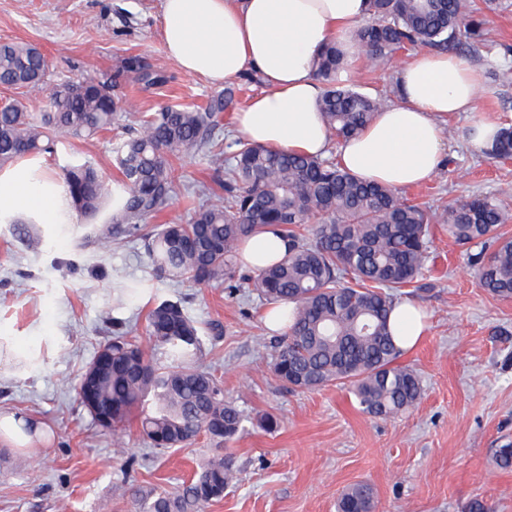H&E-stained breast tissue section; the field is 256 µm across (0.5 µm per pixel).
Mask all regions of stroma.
<instances>
[{
    "instance_id": "35a3bbf8",
    "label": "stroma",
    "mask_w": 512,
    "mask_h": 512,
    "mask_svg": "<svg viewBox=\"0 0 512 512\" xmlns=\"http://www.w3.org/2000/svg\"><path fill=\"white\" fill-rule=\"evenodd\" d=\"M487 43L456 54L483 72L498 70L495 97L479 98L481 112L512 119V0H477ZM161 0H0V42L35 45L48 60L50 82L90 71L111 73L130 58L162 71L164 85L144 87L125 76L117 95L137 111L206 106L221 89L183 73L166 56ZM397 63L371 67L358 58L345 83L396 103ZM469 120L443 122L446 164L402 197L440 211L464 196H498L512 185V157L469 154L458 138ZM134 121L90 138L62 137L45 170L61 178L74 161H88L107 179L118 175L115 148ZM177 193L154 221L188 222L199 185L210 202L224 196V171L194 151L176 165ZM90 220L34 224L29 234L0 223V412L23 415L36 431L27 447H0V512H134L130 486L175 490L210 448L206 435L190 445L159 450L130 427L122 435L100 427L79 406L74 386L99 348L117 331L140 336L157 362L162 347L146 335L155 303L180 304L200 332L199 364L214 373L225 401L242 411L239 434L225 442L235 478L222 501L206 512H337L352 484L372 485L375 512H468L480 499L494 512H512V468L494 465L512 445V299L479 288L480 245L458 244L444 225L432 227L426 268L412 303L427 316L420 343L400 364L419 375L423 396L409 412L390 418L363 413L349 386L289 388L273 376L277 335L268 329V305L249 288L171 283L155 277L142 240L105 248L87 237ZM41 237L38 245L30 236ZM277 422L274 430L265 418Z\"/></svg>"
}]
</instances>
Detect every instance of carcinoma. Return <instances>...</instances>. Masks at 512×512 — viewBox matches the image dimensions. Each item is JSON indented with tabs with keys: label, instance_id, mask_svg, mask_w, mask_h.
<instances>
[{
	"label": "carcinoma",
	"instance_id": "cac0c4a2",
	"mask_svg": "<svg viewBox=\"0 0 512 512\" xmlns=\"http://www.w3.org/2000/svg\"><path fill=\"white\" fill-rule=\"evenodd\" d=\"M468 0H371V17L353 35L373 65L394 59L406 46L436 50L455 46L465 28L476 43L486 41L483 21ZM344 62L336 45L325 48L316 77L326 85L320 102L330 138L348 139L361 131L382 102L336 83ZM135 72L146 87L166 76L137 61ZM42 53L24 42L0 43V83L35 87L45 82ZM120 75L88 73L73 84H53L45 109L30 112L19 101L0 108V168L27 154H52L57 134L88 138L119 119L114 96ZM234 89L199 110L166 106L139 119L140 131L117 148L122 178L106 182L91 163L64 171V184L78 214L95 216L112 201L105 224L91 225L90 236L103 247L127 237H142L154 270L173 282H227L239 288L248 280L271 304H289V326L271 362V372L295 389L315 390L349 384L362 411L387 418L414 407L422 397L415 372L395 361L400 349L390 328L393 290L417 282L425 267L431 225L442 223L459 243L492 246L478 258V282L489 294L512 298V236L502 227L512 212L500 197L463 198L441 212L411 204L397 192L363 182L326 159L274 152L238 139L216 140L218 114L233 103ZM204 152L216 169L226 168L224 201L203 204L187 224H164L142 233L141 223L159 212L176 192L175 163L191 151ZM268 226L278 228L291 247L285 257L252 276L240 272V243ZM147 331L167 348L169 367L153 363L136 336L115 337L95 355L111 353L112 366L88 397L82 383L80 404L101 427L117 430L151 400L140 417L141 432L155 448L191 444L204 432L219 443L235 437L241 412L224 401L217 379L196 365L195 322L174 302L147 314ZM234 478L232 457L219 452L202 457L191 479L174 493L160 487L132 491L137 512H204L224 498ZM372 487L356 483L337 504V512H375Z\"/></svg>",
	"mask_w": 512,
	"mask_h": 512
}]
</instances>
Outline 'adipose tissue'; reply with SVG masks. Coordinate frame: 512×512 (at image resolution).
I'll return each instance as SVG.
<instances>
[{
    "instance_id": "ef3b65f1",
    "label": "adipose tissue",
    "mask_w": 512,
    "mask_h": 512,
    "mask_svg": "<svg viewBox=\"0 0 512 512\" xmlns=\"http://www.w3.org/2000/svg\"><path fill=\"white\" fill-rule=\"evenodd\" d=\"M370 9V0H162V44L182 71L211 85L257 72L266 89L237 112L238 132L275 151L321 157L330 137L317 108L322 86L315 66L331 43L357 58L350 34ZM396 80L398 102L340 144L342 168L395 189L419 185L443 160L442 118L460 112L472 117L459 133L467 150L492 153L504 122L497 113L475 111L478 97L495 94L480 69L445 52L424 51L398 70ZM67 205L65 189L37 159L0 171V222L53 224ZM287 251V240L266 231L241 245L239 259L256 271ZM390 324L405 350L426 330L420 310L409 302L395 304Z\"/></svg>"
}]
</instances>
